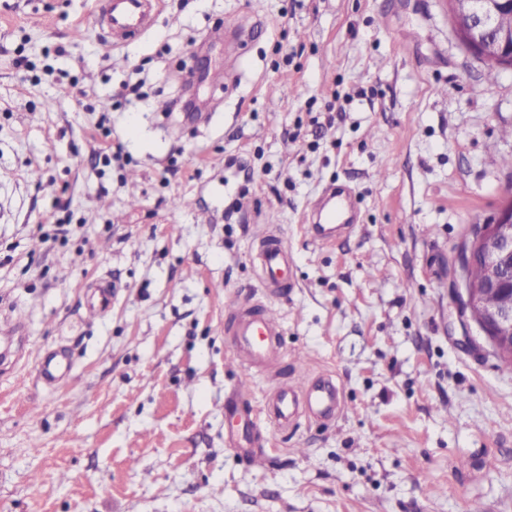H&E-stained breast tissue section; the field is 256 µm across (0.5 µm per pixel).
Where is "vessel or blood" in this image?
I'll use <instances>...</instances> for the list:
<instances>
[{
	"instance_id": "vessel-or-blood-1",
	"label": "vessel or blood",
	"mask_w": 512,
	"mask_h": 512,
	"mask_svg": "<svg viewBox=\"0 0 512 512\" xmlns=\"http://www.w3.org/2000/svg\"><path fill=\"white\" fill-rule=\"evenodd\" d=\"M107 25L112 31V47L150 28L152 0H105ZM356 198L343 187L330 189L311 215L306 231L312 241L332 243L337 233L353 223ZM261 272V286L267 297H283L294 286L289 276L293 256L286 243L272 234L258 240L256 253ZM226 334L233 355L245 370L270 372L282 358L281 326L266 304L242 296H234L224 306ZM70 365L65 355L38 351L35 364L37 379L52 386L68 374ZM342 412L340 389L335 379L321 374L291 384L274 386L262 404H254L244 387H237L224 404L230 426H252L255 419L267 420L276 429L296 426L299 418L317 422L335 420Z\"/></svg>"
}]
</instances>
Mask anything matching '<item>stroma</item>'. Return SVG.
I'll return each mask as SVG.
<instances>
[{"mask_svg":"<svg viewBox=\"0 0 512 512\" xmlns=\"http://www.w3.org/2000/svg\"><path fill=\"white\" fill-rule=\"evenodd\" d=\"M100 6L0 0V321L23 327L0 512H512V365L455 295L461 247L512 200V72L486 83L441 0H160L110 53ZM199 53L227 80L193 123ZM336 185L357 219L322 246L303 226ZM259 225L295 261L271 374L224 334L227 298L262 293ZM40 348L68 357L59 384L36 382ZM322 373L334 422H259L262 468L226 446L240 381L260 401Z\"/></svg>","mask_w":512,"mask_h":512,"instance_id":"stroma-1","label":"stroma"}]
</instances>
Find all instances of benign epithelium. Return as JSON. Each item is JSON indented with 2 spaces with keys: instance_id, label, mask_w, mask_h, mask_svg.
<instances>
[{
  "instance_id": "obj_1",
  "label": "benign epithelium",
  "mask_w": 512,
  "mask_h": 512,
  "mask_svg": "<svg viewBox=\"0 0 512 512\" xmlns=\"http://www.w3.org/2000/svg\"><path fill=\"white\" fill-rule=\"evenodd\" d=\"M455 28L456 39L476 56H491L499 67L512 71V34L503 31L493 44L486 38L496 32L495 13L487 0H443ZM476 261L484 264L486 276L475 284L464 282L460 295L461 313L474 321L486 339L512 364V203L501 207L491 221L479 225L465 244L462 266ZM501 292L498 307L482 305L486 290Z\"/></svg>"
}]
</instances>
